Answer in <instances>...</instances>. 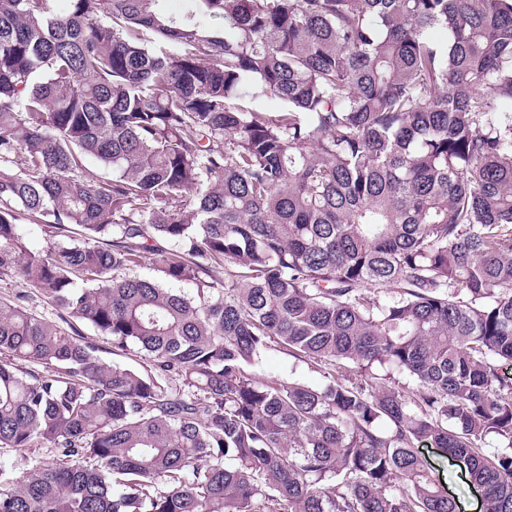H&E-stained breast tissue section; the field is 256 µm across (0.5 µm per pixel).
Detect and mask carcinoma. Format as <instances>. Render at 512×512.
<instances>
[{
    "instance_id": "cac0c4a2",
    "label": "carcinoma",
    "mask_w": 512,
    "mask_h": 512,
    "mask_svg": "<svg viewBox=\"0 0 512 512\" xmlns=\"http://www.w3.org/2000/svg\"><path fill=\"white\" fill-rule=\"evenodd\" d=\"M52 2L0 0V278L33 288L0 449L57 457L0 466V512H456L421 443L512 512V0ZM80 329L82 333L85 334V336H88L89 338H92L94 341L99 343V345L102 347V353H100L101 358L103 361L107 363H119L124 365H134L137 366V361H140L138 357H136V354L132 351H127L125 353L117 352L116 354L112 353V348L109 344L105 342L100 336H97L94 330L87 325H80ZM262 374L273 380L287 381L300 380L311 384L321 381V376L310 365L298 361L287 354L270 350L264 359Z\"/></svg>"
}]
</instances>
